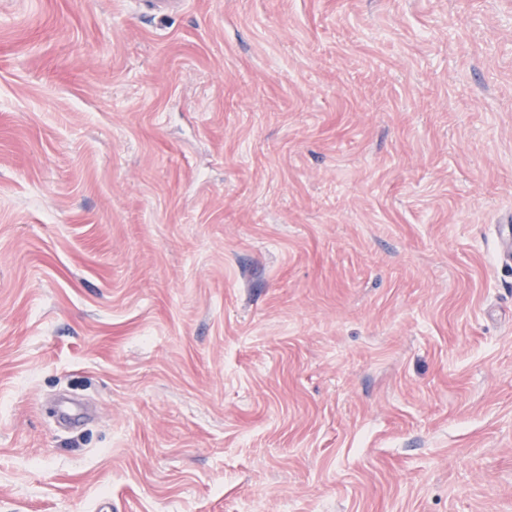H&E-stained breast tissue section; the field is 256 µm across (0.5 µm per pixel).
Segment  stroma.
<instances>
[{"mask_svg": "<svg viewBox=\"0 0 512 512\" xmlns=\"http://www.w3.org/2000/svg\"><path fill=\"white\" fill-rule=\"evenodd\" d=\"M512 0H0V512H512Z\"/></svg>", "mask_w": 512, "mask_h": 512, "instance_id": "1", "label": "stroma"}]
</instances>
